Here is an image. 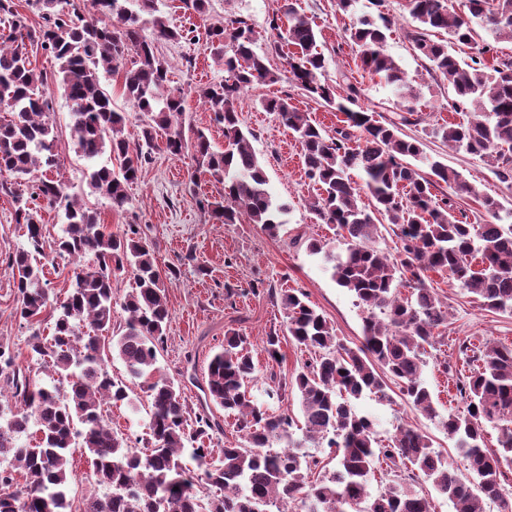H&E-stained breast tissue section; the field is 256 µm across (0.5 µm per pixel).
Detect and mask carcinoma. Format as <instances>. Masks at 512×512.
I'll return each instance as SVG.
<instances>
[{"label": "carcinoma", "instance_id": "cac0c4a2", "mask_svg": "<svg viewBox=\"0 0 512 512\" xmlns=\"http://www.w3.org/2000/svg\"><path fill=\"white\" fill-rule=\"evenodd\" d=\"M44 23L35 28L27 17L0 0V175L29 179L31 192L16 199L15 220L26 226L29 248L8 258L16 288L19 317L42 322L49 305L44 280L42 225L30 203L40 200L61 214L65 228L55 251L74 259L70 288L53 305L52 335L35 331L31 352L56 377L42 382L21 368L15 353L0 342V378L10 395L0 399V512H66L72 493L71 461L76 449L88 455L94 481L112 490L105 497L85 499L83 512H432L422 484L452 501L455 512H485L486 500L512 512L502 497L503 468L512 467V347L486 344L459 346L468 372L451 376L461 404L441 417L423 379L425 346L439 338L448 323V309L426 280L428 273L448 275L457 287L487 307L512 314V224L504 225L503 205L467 182L460 172L431 157L423 143L401 133L417 126L415 107L420 90L386 51L391 20L379 12L363 15L350 29L360 67L392 87L400 100L399 121L382 123L374 112L358 106L361 90L346 83L343 94L321 80L324 57L316 50L313 22L288 4L283 16L269 21L281 68L272 69L253 46L256 35L243 19L208 29V49L224 65V80L196 90L214 121L224 126L225 147L212 149L199 128H185L186 93L171 86L169 68L155 52L159 39L179 42L188 32L171 27L157 14L155 0H90V16L68 8L69 0H32ZM411 30L408 39L428 61V72L448 82L451 108L466 119L432 129L454 151L463 150L497 169L512 182V57L497 55L496 46L479 43L472 19L481 20L496 41L512 42V0H464L459 12L453 0H407ZM148 15L149 20L142 19ZM152 32L144 34V23ZM443 31L448 39L435 41ZM36 44L58 65V87L71 103L76 151L91 162L85 172L89 193L124 210L128 188L149 160L140 146L123 137L128 121L116 110L103 78L124 73V95L147 117L141 137L151 147L157 131L165 134V150L180 157L190 153L196 169L224 184V193L198 200L220 224L244 219L277 230L287 212L275 205L267 176L243 129L236 100L260 82L287 80L316 101L345 116V126L327 134L299 111L291 98L261 101L278 114L302 147L305 173L320 193L311 209L316 219L336 227L337 250L318 241L309 252L323 254L337 285L367 311L363 342L350 347L336 336L327 318L304 300V294L280 293L285 332L309 357L287 384L255 394L257 368L247 337L224 331V345L207 365L205 398L191 413L181 387L158 365L170 320L167 281L139 224L121 234L106 232L93 211L67 192L64 180L39 178L44 170H61L55 153L53 108L47 71L29 57ZM293 46V53L283 47ZM474 45L467 57L455 47ZM426 158L421 174L412 161ZM363 174L359 183L350 171ZM473 198L486 216L481 224L455 215V201L438 194L441 186ZM371 197L372 206L362 202ZM386 219L399 241L397 254L378 246V225ZM131 269L136 288L120 302L128 317L112 330L117 302L113 279ZM410 289L402 295L401 289ZM112 336L101 346L100 332ZM116 355L127 379H114L105 356ZM401 399L439 423L462 458L459 468L433 447L421 430L400 425L382 440L375 422L354 410L352 401L370 392L392 402L389 383ZM139 387L148 403L149 441L138 448L112 429L104 406L130 400ZM299 398L304 425L276 413L270 403L286 391ZM234 417L243 443L210 448L206 442L224 432L216 409ZM35 431H30L31 427ZM498 431L499 449L490 452L487 428ZM32 433V446L22 436ZM198 474H190L181 456L186 445ZM326 445L336 460L332 472L311 479L314 456L308 448ZM393 473L377 493L369 489L375 463ZM23 482H17L15 474ZM213 488L200 495L199 485Z\"/></svg>", "mask_w": 512, "mask_h": 512}]
</instances>
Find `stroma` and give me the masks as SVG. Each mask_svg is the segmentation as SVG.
I'll list each match as a JSON object with an SVG mask.
<instances>
[{"label": "stroma", "instance_id": "35a3bbf8", "mask_svg": "<svg viewBox=\"0 0 512 512\" xmlns=\"http://www.w3.org/2000/svg\"><path fill=\"white\" fill-rule=\"evenodd\" d=\"M285 1L288 0H209L206 15L200 16L185 9L182 0H156L170 25L193 35L189 41H159L156 53L168 64L174 86L188 93L186 123L208 130L215 147H223L224 130L196 91L221 81L224 70L209 55L205 31L210 25L230 19L246 20L256 33V51L267 56L272 68H279L281 60L269 37L268 24L273 15L281 12ZM289 1L315 24L325 58L326 82L335 86L342 76L352 77L362 90L361 106L373 109L381 122L397 119L399 106L392 88L357 67L355 51L346 37L347 28L370 13L368 0H358L354 10L348 12L339 8L338 0ZM381 10L393 22L387 51L420 89L417 109L422 121L419 126L405 127V134L422 137L428 156L455 168L467 181L512 209V187L501 182L493 167L479 157L452 151L441 139L428 136V129L434 125L462 121L463 115L451 110V89L446 82L429 77L426 60L414 53L407 39L410 17L406 0H383ZM285 95L327 133H334L342 118L341 113L310 100L286 81L257 84L238 97L236 109L243 127L252 133L250 142L265 169L269 191L276 203L289 209L285 224L273 234L258 224L214 223L208 211L198 208L196 198L217 195L221 184L209 174H195L191 156L169 155L161 136L154 141L149 163L129 189L125 211L113 212L106 200L89 194L83 175L86 161L76 151L71 130L70 104L63 96L55 98V145L64 162L63 173L70 194L96 212L106 231L119 234L126 225H141L160 270L173 267L178 272L167 291L171 320L158 363L168 376L180 379L188 362H195L199 373L196 382L182 384L183 395L192 406L202 396L203 374L224 340L225 329H236L248 337L259 368L258 386L291 377L306 360V353L284 337L283 311L269 296V289L305 294L309 303L334 324L344 344L355 347L362 342L363 309L353 295L332 279L322 257L310 254L307 248L314 239L335 246L336 235L334 225L318 223L311 211L317 188L305 174L301 146L276 114L261 106L263 99ZM28 191L26 181L0 178V338L9 342L23 366L42 379L46 373L32 358L28 341L36 331L41 336H50L51 323L43 321L35 331L19 318L17 295L7 267L9 256L27 245L26 228L15 223L14 212L16 196ZM430 284L448 306V327L434 347L427 350L424 376L435 406L444 416L455 407L448 395L444 364L461 365L458 349L465 342L476 346L488 342L512 345V315L484 306L475 295L454 286L447 275L431 274ZM275 332L283 336V360L272 366L263 343ZM390 394L392 399L388 402L365 395L355 401L354 409L375 417L381 438L393 435L398 425L408 424L430 435L444 455L455 457L453 440L448 439L436 421L402 400L398 388H391ZM111 415L113 429L145 443L149 417L142 392L132 393L130 402L112 406Z\"/></svg>", "mask_w": 512, "mask_h": 512}]
</instances>
